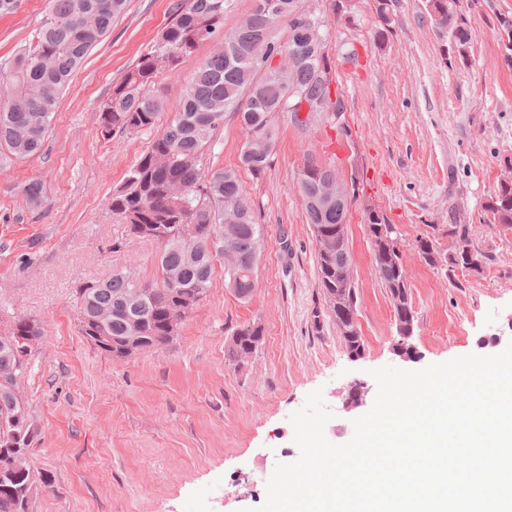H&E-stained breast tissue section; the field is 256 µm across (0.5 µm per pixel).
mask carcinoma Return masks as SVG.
<instances>
[{
  "mask_svg": "<svg viewBox=\"0 0 512 512\" xmlns=\"http://www.w3.org/2000/svg\"><path fill=\"white\" fill-rule=\"evenodd\" d=\"M129 0H49L50 19L39 29L36 41L0 62V155L23 158L39 153L58 108L59 97L96 42L112 29ZM230 0H177L172 22L155 43L137 59L122 80L112 87L99 113V130L105 139L121 133L154 127L166 106L156 79L189 60L197 48L210 41L220 47L196 67L181 90L175 117L155 137L123 182L112 191L109 208L128 224L131 237L160 231L152 237L160 247L162 284L134 279L122 270L104 280L87 281L76 289L79 331L96 344L97 320L109 314L110 335L136 336L133 350L123 354L97 348L115 360L147 349L169 346L180 324L203 297L224 260V280L240 301L251 299L263 244L261 225L248 202L240 171L259 177L270 166L277 142L273 124L277 112H296L299 98L329 97L330 83L322 72L331 65L322 38V20L302 0H255L244 23L224 31V13ZM457 0H432L435 28L455 46L458 58L472 37L467 19L458 14ZM390 0H378V38L390 27ZM505 48L512 61V20H498ZM286 31L283 42L275 29ZM279 54L283 61L267 68V59ZM233 112L247 133L239 164L202 169L203 149ZM336 171L307 162L299 173L297 189L312 231L336 229L345 221L352 200L345 206L325 200L336 187ZM483 210L494 223L512 226V184H498ZM198 225L196 239H184L175 229ZM387 224L384 215L371 216L365 230L371 239L376 271L390 296L391 305L408 302L409 286L396 255L381 252L379 239ZM319 287L332 312L336 331L348 350H360L365 341L355 321L357 293L352 277L350 249L318 251ZM175 282L178 287H170ZM341 309H336V303ZM14 336L29 342L0 347V455L29 447L34 431L26 405L14 396L18 374L32 348L44 338L37 319L22 318L13 325ZM264 328L256 321L238 327L224 350L226 360L246 359L255 352ZM51 487L45 475L33 470L16 474L0 470V512H32L34 499Z\"/></svg>",
  "mask_w": 512,
  "mask_h": 512,
  "instance_id": "1",
  "label": "carcinoma"
}]
</instances>
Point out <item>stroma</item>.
Listing matches in <instances>:
<instances>
[{
  "mask_svg": "<svg viewBox=\"0 0 512 512\" xmlns=\"http://www.w3.org/2000/svg\"><path fill=\"white\" fill-rule=\"evenodd\" d=\"M175 0H130L63 92L42 151L0 166V332L14 321L42 322L45 338L17 379L36 437L35 474L49 475L32 512H252L266 499L277 463L298 459L291 414L322 390L332 419L326 438L348 442L355 412L344 410L351 382L377 384L373 369L418 370L467 354L491 355L489 336L512 335V227L482 209L512 170V66L498 19L512 0H460L472 32L467 59L447 64L426 0H393L390 30L377 38V0H349L328 28L327 50L346 110L309 117L305 127L277 113L276 152L260 177L242 173L264 227L256 289L239 301L216 268L206 296L179 326L171 346L116 361L81 336L76 288L130 271L159 283V248L130 239L108 199L147 151L156 128L103 139L99 109L138 56L171 22ZM49 16L48 0H21L0 17V60L28 45ZM197 48L159 75L167 106L210 53ZM233 113L204 149L209 168L234 167L246 141ZM357 178L348 218L356 322L367 354L351 360L318 281V257L297 179L307 159ZM42 182L45 201L30 206L25 185ZM400 229L415 329L413 351H398L394 310L364 229L367 207ZM452 224L470 228L487 260L480 272L448 273L421 261L417 241L441 255L455 246ZM259 322L264 339L242 364L226 362L234 331Z\"/></svg>",
  "mask_w": 512,
  "mask_h": 512,
  "instance_id": "35a3bbf8",
  "label": "stroma"
}]
</instances>
